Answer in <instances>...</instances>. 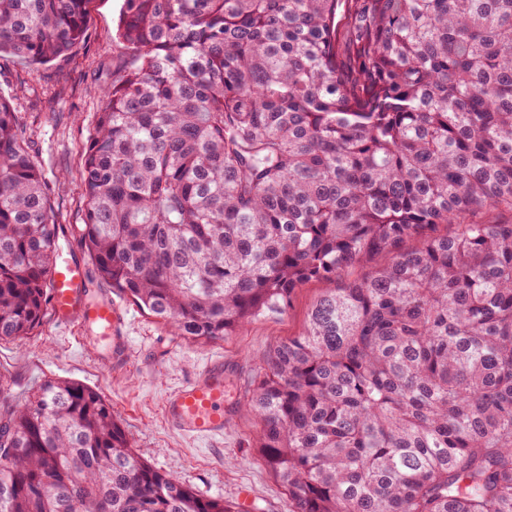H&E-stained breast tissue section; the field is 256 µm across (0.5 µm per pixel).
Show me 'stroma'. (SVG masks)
Returning <instances> with one entry per match:
<instances>
[{"label":"stroma","instance_id":"stroma-1","mask_svg":"<svg viewBox=\"0 0 512 512\" xmlns=\"http://www.w3.org/2000/svg\"><path fill=\"white\" fill-rule=\"evenodd\" d=\"M121 6L122 0H89L87 41L40 71L12 56L0 57V94L10 99L48 184L60 226V262L90 259L78 244L85 217L80 168L97 119L94 81L104 78L105 67L119 52L112 31ZM88 288L91 299L112 300L124 312L111 359H104L96 329L46 317L36 336L0 342V374L8 377L13 394L47 379L81 382L111 404L137 452L161 472L203 496L244 506L245 512H288V493L253 448L256 421L243 406L269 353L301 331L322 284L298 289L285 314L207 344L175 336L107 285L92 280ZM214 359L224 362L223 435L195 438L173 431L163 412L167 395Z\"/></svg>","mask_w":512,"mask_h":512}]
</instances>
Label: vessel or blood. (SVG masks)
<instances>
[{
  "label": "vessel or blood",
  "instance_id": "1",
  "mask_svg": "<svg viewBox=\"0 0 512 512\" xmlns=\"http://www.w3.org/2000/svg\"><path fill=\"white\" fill-rule=\"evenodd\" d=\"M50 305L54 318L104 331L117 328L122 319L118 305L109 300L92 301L87 296V267L81 262L55 266L49 275ZM170 426L193 437L218 435L224 431V365L215 361L193 381L166 400Z\"/></svg>",
  "mask_w": 512,
  "mask_h": 512
}]
</instances>
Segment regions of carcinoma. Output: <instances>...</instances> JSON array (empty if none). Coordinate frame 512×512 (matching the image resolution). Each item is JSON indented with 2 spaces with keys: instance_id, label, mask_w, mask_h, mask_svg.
Returning a JSON list of instances; mask_svg holds the SVG:
<instances>
[{
  "instance_id": "carcinoma-1",
  "label": "carcinoma",
  "mask_w": 512,
  "mask_h": 512,
  "mask_svg": "<svg viewBox=\"0 0 512 512\" xmlns=\"http://www.w3.org/2000/svg\"><path fill=\"white\" fill-rule=\"evenodd\" d=\"M86 3L0 0V54L68 56ZM114 40L81 170L100 282L198 344L327 285L247 403L288 512H512V0H123ZM58 234L0 96V340L42 326ZM0 512L236 508L91 387L0 377Z\"/></svg>"
}]
</instances>
